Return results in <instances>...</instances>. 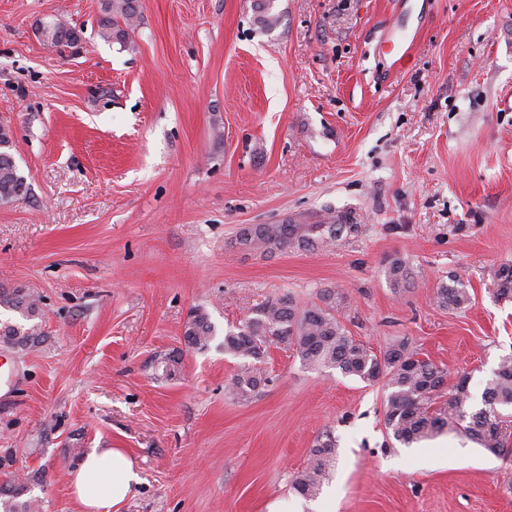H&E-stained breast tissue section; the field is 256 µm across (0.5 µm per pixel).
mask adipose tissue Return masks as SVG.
Segmentation results:
<instances>
[{"mask_svg":"<svg viewBox=\"0 0 512 512\" xmlns=\"http://www.w3.org/2000/svg\"><path fill=\"white\" fill-rule=\"evenodd\" d=\"M69 480L79 512H117L141 483L136 461L120 448L91 449Z\"/></svg>","mask_w":512,"mask_h":512,"instance_id":"ef3b65f1","label":"adipose tissue"}]
</instances>
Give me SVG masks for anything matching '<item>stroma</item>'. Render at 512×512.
<instances>
[{
    "label": "stroma",
    "mask_w": 512,
    "mask_h": 512,
    "mask_svg": "<svg viewBox=\"0 0 512 512\" xmlns=\"http://www.w3.org/2000/svg\"><path fill=\"white\" fill-rule=\"evenodd\" d=\"M139 0L131 48L100 0H0V127L29 191L0 204V288L41 300V345L0 347V487L77 512L76 450L123 448L142 482L119 512H512V460L443 434L405 447L388 394L274 344L247 401L224 335L267 299L339 291L352 336L405 339L480 398L512 352V0ZM81 32L60 53L41 22ZM398 30V50L385 39ZM326 208L358 229L273 254L240 227ZM406 261L394 289L384 270ZM457 280L469 305L440 308ZM205 308L216 334L186 349ZM176 352L163 377L154 360ZM336 466L315 499L291 482L316 437ZM214 334V326L208 313L201 307L194 308L185 323L183 343L186 349L193 351L206 350Z\"/></svg>",
    "instance_id": "35a3bbf8"
}]
</instances>
